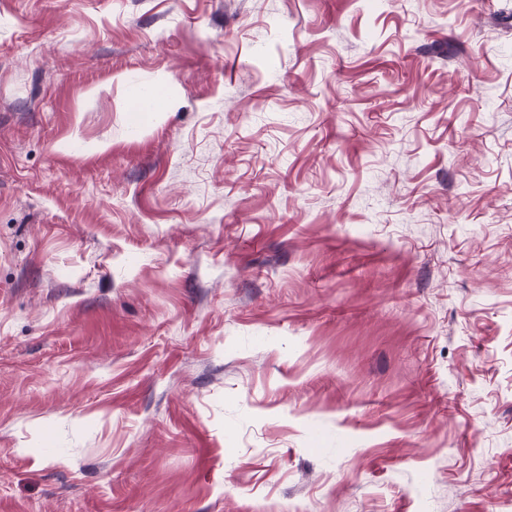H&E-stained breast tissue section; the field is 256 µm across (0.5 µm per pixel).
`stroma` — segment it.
Returning <instances> with one entry per match:
<instances>
[{
    "instance_id": "obj_1",
    "label": "stroma",
    "mask_w": 512,
    "mask_h": 512,
    "mask_svg": "<svg viewBox=\"0 0 512 512\" xmlns=\"http://www.w3.org/2000/svg\"><path fill=\"white\" fill-rule=\"evenodd\" d=\"M0 512H512V0H0Z\"/></svg>"
}]
</instances>
